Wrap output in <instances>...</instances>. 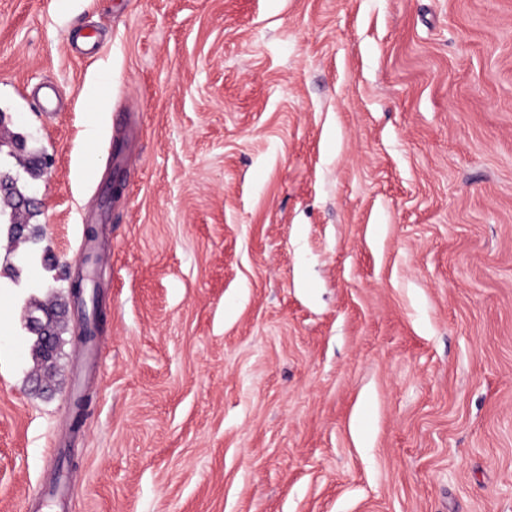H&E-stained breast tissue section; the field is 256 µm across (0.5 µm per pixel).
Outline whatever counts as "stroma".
<instances>
[{
  "instance_id": "stroma-1",
  "label": "stroma",
  "mask_w": 512,
  "mask_h": 512,
  "mask_svg": "<svg viewBox=\"0 0 512 512\" xmlns=\"http://www.w3.org/2000/svg\"><path fill=\"white\" fill-rule=\"evenodd\" d=\"M0 122V512H512V0H0ZM0 196L13 201V207L8 215L7 222L3 224H9L11 233L18 235L23 228V224L26 223L25 216L29 208L30 199L18 189L17 181L11 177L0 178ZM37 313L34 315L30 312L27 315L26 327L37 335V352L43 371L41 378L49 380L58 351L57 325L60 312L55 304L49 302L39 304Z\"/></svg>"
}]
</instances>
